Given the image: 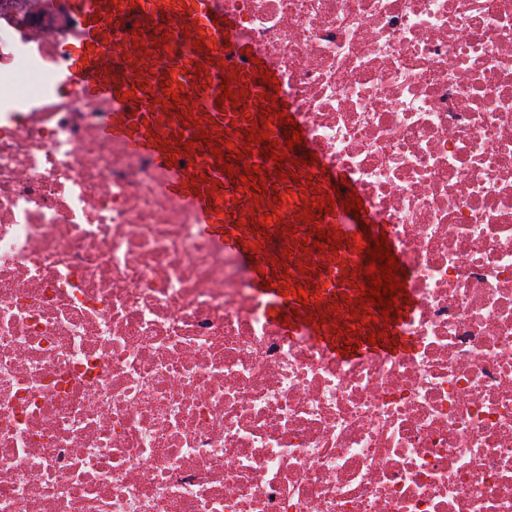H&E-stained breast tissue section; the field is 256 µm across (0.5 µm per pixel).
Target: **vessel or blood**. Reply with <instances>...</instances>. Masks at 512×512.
I'll list each match as a JSON object with an SVG mask.
<instances>
[{"instance_id":"b4317fda","label":"vessel or blood","mask_w":512,"mask_h":512,"mask_svg":"<svg viewBox=\"0 0 512 512\" xmlns=\"http://www.w3.org/2000/svg\"><path fill=\"white\" fill-rule=\"evenodd\" d=\"M76 22V35L67 50L66 76L88 101H106L112 111L98 129L107 140L123 144L147 157L166 175L164 191L183 203L196 217L198 233L233 255L248 268L251 286L265 302L269 319L290 336H315L330 351L343 348L338 321L361 313L370 318L378 307H365L355 283L368 269L373 237L384 233L368 209L357 215L341 211L345 193L330 192L337 173L324 171L318 159L307 161V179H298L297 167L275 170L259 160V144L249 143L250 128L284 133L280 102H265L255 86L243 89L238 80H226L223 47L235 35L234 18H220L214 0H65ZM181 28L179 38L166 35L169 23ZM176 91L177 100L168 98ZM246 95L251 112L240 117L232 97ZM275 110L271 123L261 122L262 106ZM206 142H198V135ZM233 155L231 165L217 154ZM257 167L267 189H237L233 176L245 167ZM330 196L331 213L308 216V204L317 195ZM281 198L271 208L272 198ZM280 213V222L270 220ZM327 231L341 245L314 249L310 231ZM357 236V247L347 246ZM300 286L308 303L285 295L286 286ZM412 296H399L385 328L361 327L353 339L358 354L406 352L409 340L401 336L400 316L413 309ZM381 332L382 342L369 334Z\"/></svg>"}]
</instances>
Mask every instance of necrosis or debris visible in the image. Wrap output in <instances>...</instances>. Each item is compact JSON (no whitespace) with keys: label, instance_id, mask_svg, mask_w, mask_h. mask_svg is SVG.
Instances as JSON below:
<instances>
[{"label":"necrosis or debris","instance_id":"necrosis-or-debris-1","mask_svg":"<svg viewBox=\"0 0 512 512\" xmlns=\"http://www.w3.org/2000/svg\"><path fill=\"white\" fill-rule=\"evenodd\" d=\"M0 7V512H512V0H219L402 254L410 349L288 336Z\"/></svg>","mask_w":512,"mask_h":512}]
</instances>
